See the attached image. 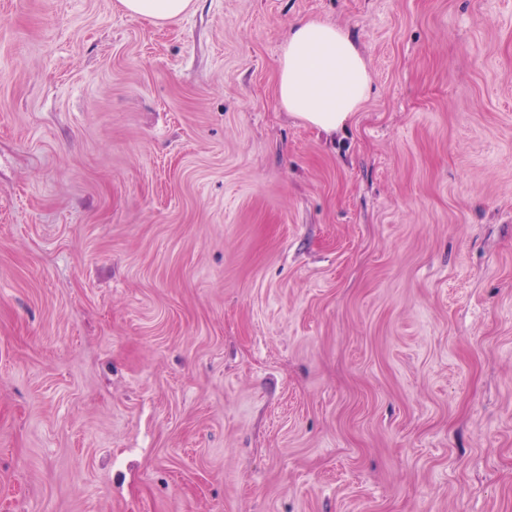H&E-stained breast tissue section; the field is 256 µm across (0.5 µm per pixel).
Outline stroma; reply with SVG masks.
<instances>
[{"label": "stroma", "mask_w": 512, "mask_h": 512, "mask_svg": "<svg viewBox=\"0 0 512 512\" xmlns=\"http://www.w3.org/2000/svg\"><path fill=\"white\" fill-rule=\"evenodd\" d=\"M0 512H512V0H0ZM121 3L131 16L165 22L188 12L193 0H121ZM370 83L365 56L345 29L315 19L290 29L277 85L287 112L332 136L366 100Z\"/></svg>", "instance_id": "1"}]
</instances>
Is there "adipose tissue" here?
<instances>
[{
  "label": "adipose tissue",
  "instance_id": "adipose-tissue-1",
  "mask_svg": "<svg viewBox=\"0 0 512 512\" xmlns=\"http://www.w3.org/2000/svg\"><path fill=\"white\" fill-rule=\"evenodd\" d=\"M367 61L345 29L311 19L294 25L281 48L277 94L293 116L331 136L366 100Z\"/></svg>",
  "mask_w": 512,
  "mask_h": 512
}]
</instances>
